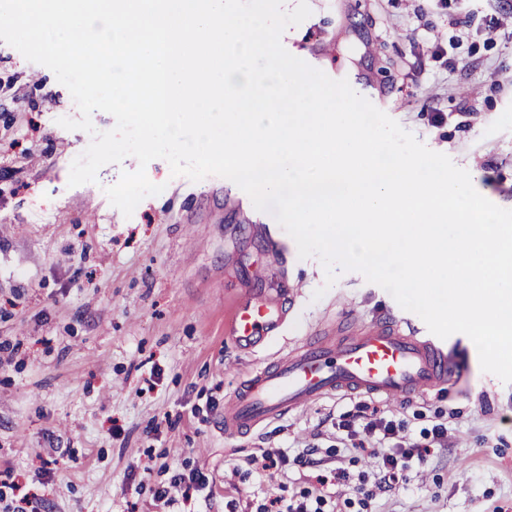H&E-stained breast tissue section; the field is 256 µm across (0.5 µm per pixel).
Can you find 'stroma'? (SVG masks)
I'll return each instance as SVG.
<instances>
[{"instance_id":"obj_1","label":"stroma","mask_w":512,"mask_h":512,"mask_svg":"<svg viewBox=\"0 0 512 512\" xmlns=\"http://www.w3.org/2000/svg\"><path fill=\"white\" fill-rule=\"evenodd\" d=\"M307 2L286 50L327 76L358 75L378 109L456 166L479 167L481 188L512 209V0H448L442 12L431 0ZM463 17L471 26H456ZM62 117H80L68 89L0 41V512H257L338 466L351 483L336 512H357L368 462L336 440L356 397L237 439L224 436V403L306 336L406 310L356 271L326 285L319 258H300L274 217L223 177L194 182L152 160L146 175L163 190L129 217L105 194L129 162L69 187L91 137ZM245 300L286 314L252 352L224 333ZM443 344L447 385L404 405L368 400L414 438L448 428L447 447L408 461L409 490L378 494L373 512H512V384L482 372L469 337ZM309 447L320 468L294 464ZM263 449L292 462L260 476L251 459ZM197 474L204 485L184 502L180 480Z\"/></svg>"}]
</instances>
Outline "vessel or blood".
Segmentation results:
<instances>
[{"mask_svg": "<svg viewBox=\"0 0 512 512\" xmlns=\"http://www.w3.org/2000/svg\"><path fill=\"white\" fill-rule=\"evenodd\" d=\"M282 322V310L242 302L231 311L227 335L251 351L268 344ZM450 375L433 337L393 318L357 324L335 343H306L240 381L224 406V435L252 432L339 393L374 394L402 404L447 384Z\"/></svg>", "mask_w": 512, "mask_h": 512, "instance_id": "obj_1", "label": "vessel or blood"}]
</instances>
